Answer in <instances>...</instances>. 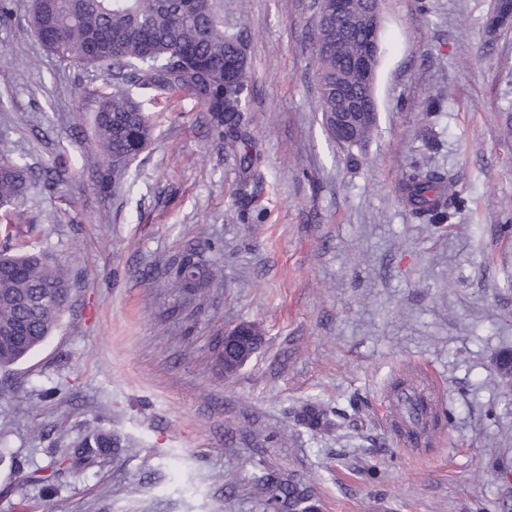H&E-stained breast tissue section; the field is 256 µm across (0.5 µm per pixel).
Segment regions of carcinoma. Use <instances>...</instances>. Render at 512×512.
Segmentation results:
<instances>
[{"label": "carcinoma", "mask_w": 512, "mask_h": 512, "mask_svg": "<svg viewBox=\"0 0 512 512\" xmlns=\"http://www.w3.org/2000/svg\"><path fill=\"white\" fill-rule=\"evenodd\" d=\"M30 18L42 47L76 66L112 73L99 95L95 114V154L127 168L146 149L152 135L138 90L183 91L200 102L224 141V152L247 171L260 152L245 129L244 112L251 76L240 35L224 30L223 0H30ZM512 22V0H498L487 23L495 31ZM310 41L316 77L336 68V45L327 26L316 23ZM47 174L16 157L0 136V206H20ZM399 194L410 213L430 224H445L458 201L447 177L415 159L403 172ZM72 283L65 265L39 252L10 253L0 246V369L25 359L52 335L66 308ZM396 408L412 424L434 423L423 393L404 374L391 385ZM114 446L112 433L100 431L83 448ZM256 484L268 494L270 512H317L315 488L297 475L264 470Z\"/></svg>", "instance_id": "1"}]
</instances>
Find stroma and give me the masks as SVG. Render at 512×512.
Here are the masks:
<instances>
[{"label":"stroma","mask_w":512,"mask_h":512,"mask_svg":"<svg viewBox=\"0 0 512 512\" xmlns=\"http://www.w3.org/2000/svg\"><path fill=\"white\" fill-rule=\"evenodd\" d=\"M496 0H382L377 123L351 150L325 131L309 32L317 0H224L252 73L254 199L186 93H141L154 124L128 171L86 164L107 79L48 53L28 0L0 27V134L56 187L0 228L71 271L51 337L0 370V512H266L260 468L311 483L320 512H502L512 505V27ZM443 100L426 110L428 97ZM461 206L426 224L399 200L412 159ZM215 278L177 288L189 245ZM258 325L237 375L217 336ZM419 363L440 386L420 451L401 447L387 386ZM314 405L328 426L302 425ZM106 430L119 453L51 473ZM43 482L32 481V473Z\"/></svg>","instance_id":"stroma-1"}]
</instances>
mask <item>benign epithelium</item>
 Masks as SVG:
<instances>
[{"label":"benign epithelium","instance_id":"7a95c632","mask_svg":"<svg viewBox=\"0 0 512 512\" xmlns=\"http://www.w3.org/2000/svg\"><path fill=\"white\" fill-rule=\"evenodd\" d=\"M360 16V25L369 28L361 49L346 66L336 58V81L318 82L326 92L336 94L344 100L343 108L326 113V128L330 136L339 143L357 140L361 133L377 119V109L367 110L364 98L376 101V75L381 52L379 31L381 26L380 0H374L372 8L366 10L359 0H319L318 17L336 18V29L332 40L340 48L349 40L355 16ZM353 70L355 81L345 78L347 70ZM263 343V336L256 334L248 323H239L224 333L215 346L221 374L231 377L249 361Z\"/></svg>","mask_w":512,"mask_h":512}]
</instances>
